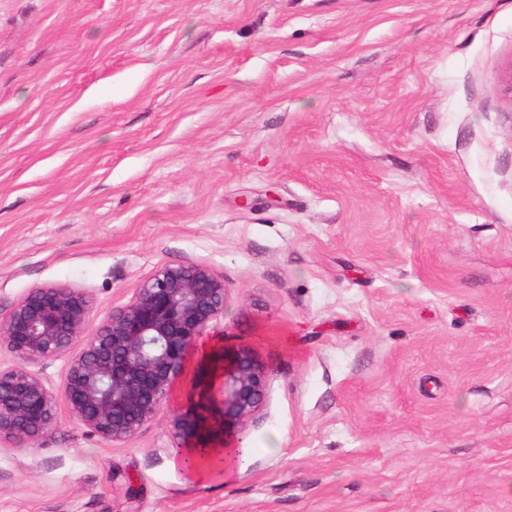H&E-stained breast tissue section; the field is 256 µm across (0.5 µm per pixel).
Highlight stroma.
Returning <instances> with one entry per match:
<instances>
[{"mask_svg":"<svg viewBox=\"0 0 512 512\" xmlns=\"http://www.w3.org/2000/svg\"><path fill=\"white\" fill-rule=\"evenodd\" d=\"M512 0H0V308L166 264L266 379L199 478L160 416L0 442V512H512Z\"/></svg>","mask_w":512,"mask_h":512,"instance_id":"obj_1","label":"stroma"}]
</instances>
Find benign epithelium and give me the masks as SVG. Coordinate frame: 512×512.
Instances as JSON below:
<instances>
[{"label": "benign epithelium", "mask_w": 512, "mask_h": 512, "mask_svg": "<svg viewBox=\"0 0 512 512\" xmlns=\"http://www.w3.org/2000/svg\"><path fill=\"white\" fill-rule=\"evenodd\" d=\"M224 281L199 264L163 265L128 303L92 326V300L64 286L31 289L0 312V346L15 363L0 367V441L33 447L54 426L62 403L87 432L113 444L130 440L155 419L183 374L198 340L224 315ZM68 357L59 394L30 369ZM222 389L221 419L242 420L261 405L263 372L242 351L199 362L190 407L172 414L180 445L201 447L210 419L205 396L212 379Z\"/></svg>", "instance_id": "1"}]
</instances>
